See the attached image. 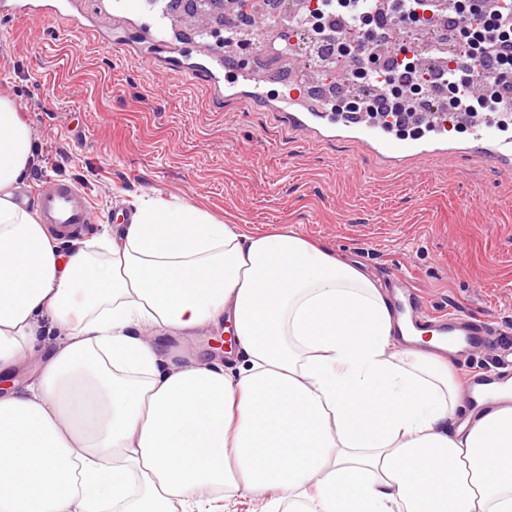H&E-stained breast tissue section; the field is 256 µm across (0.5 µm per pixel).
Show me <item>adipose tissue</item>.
Here are the masks:
<instances>
[{
  "instance_id": "ef3b65f1",
  "label": "adipose tissue",
  "mask_w": 512,
  "mask_h": 512,
  "mask_svg": "<svg viewBox=\"0 0 512 512\" xmlns=\"http://www.w3.org/2000/svg\"><path fill=\"white\" fill-rule=\"evenodd\" d=\"M33 141L0 97V512H512V403L457 421L360 268L151 196L54 236L16 199ZM226 325L228 363L159 343Z\"/></svg>"
}]
</instances>
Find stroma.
Wrapping results in <instances>:
<instances>
[{
	"label": "stroma",
	"instance_id": "35a3bbf8",
	"mask_svg": "<svg viewBox=\"0 0 512 512\" xmlns=\"http://www.w3.org/2000/svg\"><path fill=\"white\" fill-rule=\"evenodd\" d=\"M48 2L59 11L44 24L0 29V95L14 100L38 153L26 200L43 180L74 182L97 234L133 198L157 192L228 224L287 227L370 277L405 272L431 311L478 315L512 343V162L469 152L460 130L452 150L392 161L264 104L217 96L203 57L157 76L137 38L141 14L106 0ZM221 339L204 328L160 343L211 359Z\"/></svg>",
	"mask_w": 512,
	"mask_h": 512
}]
</instances>
